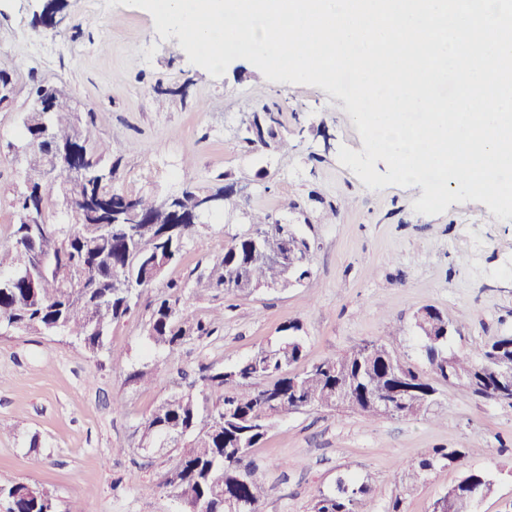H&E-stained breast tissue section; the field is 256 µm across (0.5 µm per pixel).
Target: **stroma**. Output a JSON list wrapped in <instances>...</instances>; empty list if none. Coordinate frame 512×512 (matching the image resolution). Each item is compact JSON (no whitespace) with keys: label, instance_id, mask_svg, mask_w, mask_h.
<instances>
[{"label":"stroma","instance_id":"obj_1","mask_svg":"<svg viewBox=\"0 0 512 512\" xmlns=\"http://www.w3.org/2000/svg\"><path fill=\"white\" fill-rule=\"evenodd\" d=\"M46 2L0 0V44L10 49L0 66L14 79L12 100L0 108V245L10 243L18 222L13 198L25 178L20 131L29 90L47 81L80 110H94L101 141L121 158L115 188L160 196L240 188L233 205L205 218L166 279L192 284L256 213L310 241L312 277L284 290L189 299L188 317L221 322L210 338L169 355L148 351L151 293L95 356L65 337L0 335V422L16 427L0 438L1 479L48 489L59 512H176L163 484L165 451L142 457L134 431L182 374L251 356L292 321L306 366L377 340L395 323L399 350L424 367L414 317L428 305L452 323L449 351L512 334V218L500 220L472 201L419 214L412 204L422 187L368 189L338 160L340 146L363 151L357 126L344 99L322 88L268 81L243 59L212 77L190 63L177 37L161 38L147 11L107 0H58L59 25L51 32L38 22ZM103 39L110 43L105 52ZM158 84L177 91L161 110L153 104ZM264 106L274 111L289 152L272 142L242 147L240 129ZM115 350L122 353L117 363ZM142 366L151 369V383H128L129 371ZM116 399L123 410L114 409ZM437 400L434 418L368 421L342 409H312L279 419L251 454L272 488L265 512H311L319 492L332 490L348 469L372 486L367 512H382L397 497L404 512H429L459 469L436 467L407 491L402 467L433 449L471 443L482 449L468 466L494 482L478 512H512V406L460 384H439Z\"/></svg>","mask_w":512,"mask_h":512}]
</instances>
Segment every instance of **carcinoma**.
Masks as SVG:
<instances>
[{"label":"carcinoma","mask_w":512,"mask_h":512,"mask_svg":"<svg viewBox=\"0 0 512 512\" xmlns=\"http://www.w3.org/2000/svg\"><path fill=\"white\" fill-rule=\"evenodd\" d=\"M63 93L37 82L30 99L51 102L49 112L25 113L23 134L30 148L26 181L36 196L16 195L19 213L13 241L0 247V331L68 336L86 353L106 349L114 325L129 315L142 295L161 282L165 269L177 262L195 233V225L176 231L164 224L156 198L119 191L112 186L121 158L107 164L93 111L80 117L59 103ZM273 111L254 112L253 132L240 137L251 149L275 137ZM75 146L85 174L62 164L53 177L43 173L50 143ZM71 198L64 219L52 210L54 200ZM212 195L231 201L229 186L216 190L186 189L177 196L173 214L193 211L196 199ZM134 211L146 223L114 224L112 215ZM160 223H154V220ZM294 260L293 273L305 281L312 275V250L302 237L285 238L282 225L256 214L252 224L224 244V253L197 278L191 294L168 281L146 324V338L156 351H172L189 339L216 332L213 320L184 315L189 296L212 293L232 298L249 295L261 285L275 284ZM427 315L414 327L429 369L410 365L387 336L363 343L301 371L292 370L304 352L302 337H278L252 356L218 369H204L184 387L168 393L135 429L137 449L161 434L170 436V468L165 487L187 500L185 512H264L271 487L260 477L251 450L262 443L276 419L313 408L345 406L367 417L381 416L376 403L394 400L395 417L428 415L437 405L432 379L460 383L473 395L490 400L498 390L503 366H512V335L503 334L471 353H448V318L426 306ZM400 385L416 389L392 398ZM469 448H437L403 470L411 489L437 466L452 460L461 469L458 481L436 498L429 512H476L493 481L483 471L468 469ZM33 484L0 481V501L8 512H56L52 494ZM371 487L365 478L346 471L334 489L318 495L312 512H364Z\"/></svg>","instance_id":"1"}]
</instances>
